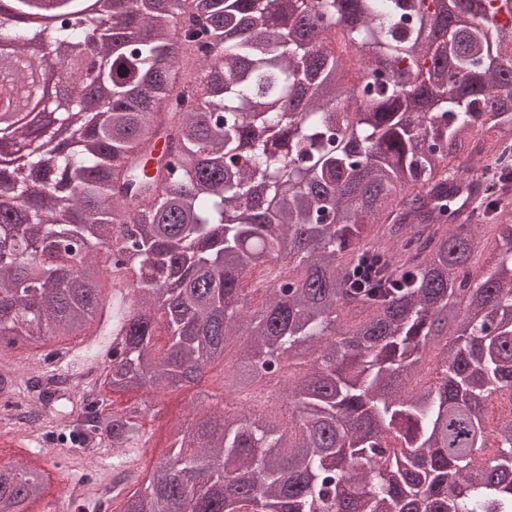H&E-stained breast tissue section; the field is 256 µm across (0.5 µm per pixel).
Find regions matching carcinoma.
Returning <instances> with one entry per match:
<instances>
[{
  "label": "carcinoma",
  "mask_w": 512,
  "mask_h": 512,
  "mask_svg": "<svg viewBox=\"0 0 512 512\" xmlns=\"http://www.w3.org/2000/svg\"><path fill=\"white\" fill-rule=\"evenodd\" d=\"M17 8L58 18L37 56L0 15L57 124L0 122V348L120 330L103 403L199 386L235 336L226 401L313 353L296 418L172 425L122 512H512V0ZM143 413L95 408L85 439L134 446ZM43 492L0 466V512Z\"/></svg>",
  "instance_id": "1"
}]
</instances>
